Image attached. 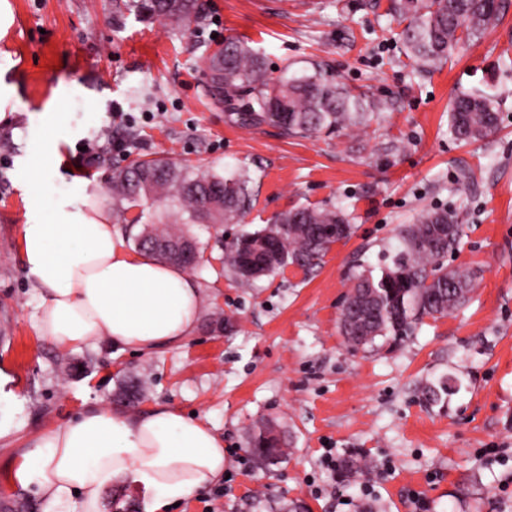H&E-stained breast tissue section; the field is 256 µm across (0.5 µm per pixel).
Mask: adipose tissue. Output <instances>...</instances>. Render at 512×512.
I'll return each instance as SVG.
<instances>
[{
	"label": "adipose tissue",
	"instance_id": "1",
	"mask_svg": "<svg viewBox=\"0 0 512 512\" xmlns=\"http://www.w3.org/2000/svg\"><path fill=\"white\" fill-rule=\"evenodd\" d=\"M21 250L40 290L37 332L62 347L105 340L148 353L177 347L200 322L198 284L180 266L128 252L101 199L22 225ZM223 474V437L167 407L87 408L14 465L17 482L41 492L44 512L75 495L80 512H101L104 492L122 482L147 492L145 512H168Z\"/></svg>",
	"mask_w": 512,
	"mask_h": 512
}]
</instances>
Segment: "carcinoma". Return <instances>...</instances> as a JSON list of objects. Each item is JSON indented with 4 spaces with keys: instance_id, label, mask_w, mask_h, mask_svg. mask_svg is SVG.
<instances>
[{
    "instance_id": "carcinoma-1",
    "label": "carcinoma",
    "mask_w": 512,
    "mask_h": 512,
    "mask_svg": "<svg viewBox=\"0 0 512 512\" xmlns=\"http://www.w3.org/2000/svg\"><path fill=\"white\" fill-rule=\"evenodd\" d=\"M509 0H392L391 12L403 24L404 55L413 65L431 67L447 61L461 41H475L496 26ZM119 17L141 20L162 17L179 28L204 20L199 0H112ZM214 102L243 125L273 124L287 136L339 132L362 123L387 103L353 93L318 61L300 71L285 66L277 77L267 75L263 57L247 42L228 39L206 59ZM499 102L486 92H463L454 100L450 127L456 139L476 142L497 129ZM255 175L247 168L198 173L163 156H140L112 170V211L134 214L155 236L153 254L175 265L174 248L190 241L198 259L204 245L189 233L158 232L150 225L154 205L167 201L176 224H228L256 203ZM456 216L444 209L425 212L401 231V247L392 265L375 276L355 278L340 317V328L355 349L371 346L377 337L394 341L409 336L426 316H444L462 305L474 290L476 276L468 269H450L445 254L462 236ZM353 233L350 213L341 207H297L272 224L244 232L224 247V269L242 287L290 265L304 271L319 267L330 247ZM248 448L263 460L282 457L274 425L261 421L248 437Z\"/></svg>"
}]
</instances>
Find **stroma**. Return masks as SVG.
<instances>
[{"label":"stroma","mask_w":512,"mask_h":512,"mask_svg":"<svg viewBox=\"0 0 512 512\" xmlns=\"http://www.w3.org/2000/svg\"><path fill=\"white\" fill-rule=\"evenodd\" d=\"M206 21L186 31L128 17L112 0H0V500L44 512L37 487L9 479L36 439L87 407L113 406L141 379L135 412L196 414L224 438L226 476L176 512H512V10L442 65L403 64L391 0H200ZM249 43L267 67L321 61L338 81L384 99L381 114L334 134L287 137L243 126L207 90L219 42ZM499 98L487 139L464 144L448 112L460 92ZM96 151L87 161L84 146ZM143 155L218 172L247 167L257 203L237 224H195L206 260L197 332L150 353L108 342L64 349L35 328L39 295L21 257L20 228L38 209L74 211L109 198L115 168ZM300 205L344 206L354 232L320 268L290 266L240 287L225 273L227 240ZM464 226L445 259L477 271L468 301L424 318L400 342L356 350L340 330L355 274L391 265L404 226L424 211ZM448 379L439 403L424 390ZM276 421L281 462L247 450L259 420ZM364 459L345 482L322 458Z\"/></svg>","instance_id":"obj_1"}]
</instances>
